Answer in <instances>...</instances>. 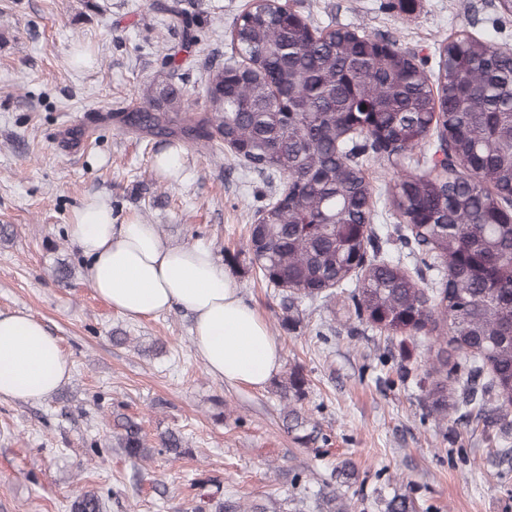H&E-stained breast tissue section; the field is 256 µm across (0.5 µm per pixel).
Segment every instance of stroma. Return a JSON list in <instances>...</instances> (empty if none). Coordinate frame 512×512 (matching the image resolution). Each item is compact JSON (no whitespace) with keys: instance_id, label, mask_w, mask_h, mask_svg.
Masks as SVG:
<instances>
[{"instance_id":"1","label":"stroma","mask_w":512,"mask_h":512,"mask_svg":"<svg viewBox=\"0 0 512 512\" xmlns=\"http://www.w3.org/2000/svg\"><path fill=\"white\" fill-rule=\"evenodd\" d=\"M156 0H0V310H24L58 336L70 380L38 402L0 400V512H68L81 489L104 496L103 512H195L213 493L226 501L322 512L331 481L348 512H380V497L409 483L420 512H512V412L466 426L428 409L420 378L425 347L356 326L344 295L302 305L282 328L276 288L250 263L248 228L272 197L258 172L230 150L188 146L185 176L155 172L153 146L119 116L152 83L204 107L211 69L231 56L229 31L248 0H181L194 16L189 64L172 69L183 39ZM478 0H290L316 24L392 36L432 69L440 44L466 29L512 45V18L475 21ZM89 63L73 64L76 47ZM80 141L63 149L65 137ZM112 221L157 225L165 242L204 244L224 263L283 350V372L300 371L295 408L317 442L288 431L274 375L265 388L209 375L184 311L130 320L87 288L82 256L66 235L91 198ZM71 272L66 283L59 269ZM140 423L148 443L185 437L190 452L132 465L111 447L115 414Z\"/></svg>"}]
</instances>
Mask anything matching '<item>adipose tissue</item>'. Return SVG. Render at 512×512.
Returning a JSON list of instances; mask_svg holds the SVG:
<instances>
[{"mask_svg": "<svg viewBox=\"0 0 512 512\" xmlns=\"http://www.w3.org/2000/svg\"><path fill=\"white\" fill-rule=\"evenodd\" d=\"M66 233L84 256L85 284L118 313H190L195 352L214 377L259 388L280 369L278 341L210 248L166 243L153 224L113 223L111 206L95 198ZM70 375L59 337L30 313L0 311V399L43 400Z\"/></svg>", "mask_w": 512, "mask_h": 512, "instance_id": "adipose-tissue-1", "label": "adipose tissue"}]
</instances>
